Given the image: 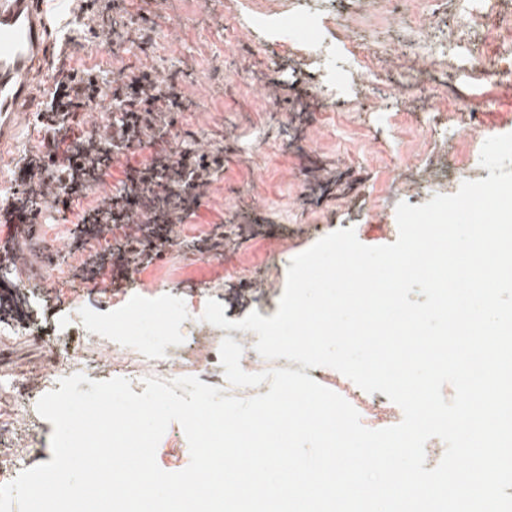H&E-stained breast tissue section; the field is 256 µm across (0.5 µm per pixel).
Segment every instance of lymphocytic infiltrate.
<instances>
[{
	"label": "lymphocytic infiltrate",
	"mask_w": 512,
	"mask_h": 512,
	"mask_svg": "<svg viewBox=\"0 0 512 512\" xmlns=\"http://www.w3.org/2000/svg\"><path fill=\"white\" fill-rule=\"evenodd\" d=\"M125 0H85L66 20L51 84L37 112L42 147L16 164L9 194H0V268L16 266L20 248L38 240L46 220H73L71 252L84 253L75 270L88 281L109 273L113 288L133 272L162 260L180 224L194 218L224 174V150L197 147L185 114L192 103L176 78L158 82L150 66L112 77L67 63L74 52L106 35L113 55L147 50L151 19L132 14ZM108 101V119L86 126L82 117ZM122 177L94 206L89 193L102 184L118 156Z\"/></svg>",
	"instance_id": "lymphocytic-infiltrate-1"
}]
</instances>
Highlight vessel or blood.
Masks as SVG:
<instances>
[{
    "mask_svg": "<svg viewBox=\"0 0 512 512\" xmlns=\"http://www.w3.org/2000/svg\"><path fill=\"white\" fill-rule=\"evenodd\" d=\"M53 46L42 0H0V145L28 111L33 84Z\"/></svg>",
    "mask_w": 512,
    "mask_h": 512,
    "instance_id": "vessel-or-blood-1",
    "label": "vessel or blood"
}]
</instances>
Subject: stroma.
Returning <instances> with one entry per match:
<instances>
[{"mask_svg": "<svg viewBox=\"0 0 512 512\" xmlns=\"http://www.w3.org/2000/svg\"><path fill=\"white\" fill-rule=\"evenodd\" d=\"M247 0H127L128 12L154 20L149 56L160 79L179 74L196 104L188 123L204 136L224 134V178L197 217L181 225L165 260L138 270L121 290L108 281L59 279L36 269L26 288L0 284L19 327L50 326L85 295L91 314L120 315L125 301L149 284L174 313L192 295L221 302L229 320L251 311L276 313L292 259L340 228H354L368 246L396 241L392 186L421 205L456 193L461 152L480 155L484 141L512 133V87L462 76L454 68L463 48H476L485 68L512 72V0H276L285 20L274 36L251 25ZM310 14L315 24H302ZM335 77L341 92L326 106L316 86ZM481 115L470 124L468 113ZM41 135L26 119L0 149V174L12 179L17 160L37 151ZM225 222L224 254L200 255L191 238ZM244 273L254 287L238 285ZM70 349L88 352L86 374L103 380L132 366L111 337L74 331ZM51 339L0 341V380L40 382ZM10 394L0 392V417H12ZM0 433V454L29 453L30 465L51 452L52 423L12 417ZM156 461L177 472L190 462L179 423L160 440Z\"/></svg>", "mask_w": 512, "mask_h": 512, "instance_id": "1", "label": "stroma"}]
</instances>
